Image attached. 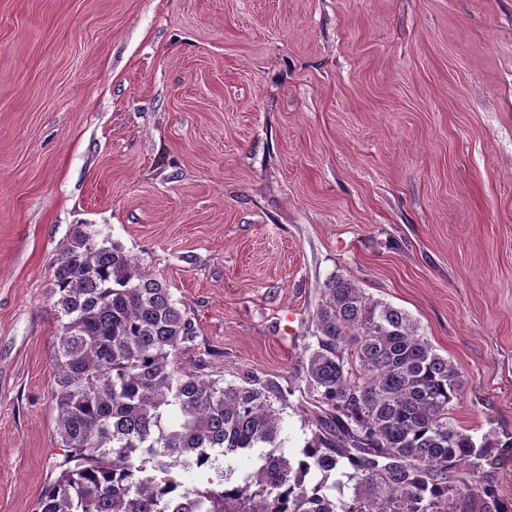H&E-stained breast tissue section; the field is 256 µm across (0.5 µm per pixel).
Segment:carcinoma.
<instances>
[{
  "label": "carcinoma",
  "mask_w": 512,
  "mask_h": 512,
  "mask_svg": "<svg viewBox=\"0 0 512 512\" xmlns=\"http://www.w3.org/2000/svg\"><path fill=\"white\" fill-rule=\"evenodd\" d=\"M53 296L65 452L35 512H512L494 484L512 437L478 443L457 429L459 369L351 279L330 278L313 314L315 429L293 459L277 453L282 390L249 370L226 384L182 367L194 322L92 225L63 242ZM243 450L257 451L256 470L240 479L231 461ZM179 469L214 478L187 500ZM338 474L351 497L334 495Z\"/></svg>",
  "instance_id": "1"
}]
</instances>
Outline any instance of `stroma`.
<instances>
[{"label": "stroma", "mask_w": 512, "mask_h": 512, "mask_svg": "<svg viewBox=\"0 0 512 512\" xmlns=\"http://www.w3.org/2000/svg\"><path fill=\"white\" fill-rule=\"evenodd\" d=\"M93 225L225 382L285 393L326 281L408 312L512 435V0H0V512L57 478L53 262Z\"/></svg>", "instance_id": "1"}]
</instances>
